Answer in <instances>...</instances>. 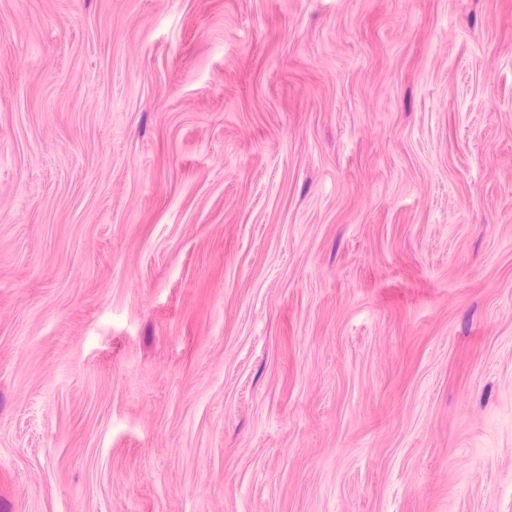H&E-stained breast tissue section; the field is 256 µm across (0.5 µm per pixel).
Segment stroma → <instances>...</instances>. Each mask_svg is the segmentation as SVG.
<instances>
[{"label": "stroma", "instance_id": "1", "mask_svg": "<svg viewBox=\"0 0 512 512\" xmlns=\"http://www.w3.org/2000/svg\"><path fill=\"white\" fill-rule=\"evenodd\" d=\"M0 512H512V0H0Z\"/></svg>", "mask_w": 512, "mask_h": 512}]
</instances>
